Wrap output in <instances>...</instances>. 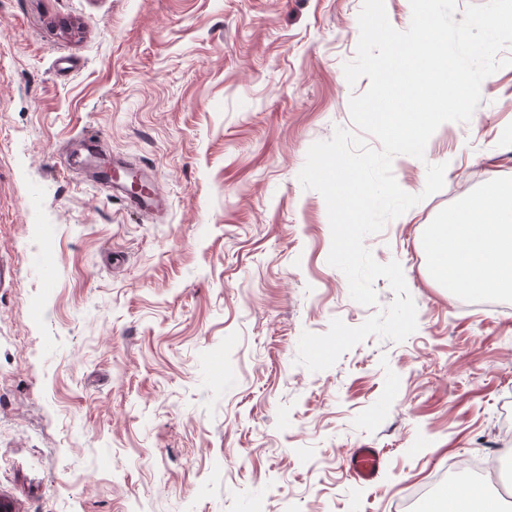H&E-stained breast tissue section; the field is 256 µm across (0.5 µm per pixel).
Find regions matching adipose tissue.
<instances>
[{
    "label": "adipose tissue",
    "instance_id": "1",
    "mask_svg": "<svg viewBox=\"0 0 512 512\" xmlns=\"http://www.w3.org/2000/svg\"><path fill=\"white\" fill-rule=\"evenodd\" d=\"M431 267L461 293L512 294V181H492L463 207L432 225ZM424 512H501L500 503L480 486L466 493L445 490L429 499Z\"/></svg>",
    "mask_w": 512,
    "mask_h": 512
}]
</instances>
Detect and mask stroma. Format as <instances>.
<instances>
[{
  "mask_svg": "<svg viewBox=\"0 0 512 512\" xmlns=\"http://www.w3.org/2000/svg\"><path fill=\"white\" fill-rule=\"evenodd\" d=\"M363 0H0V502L11 512H404L461 458L512 447V297L436 280L432 224L512 180V66L469 122L392 172L442 190L366 246L399 261L417 329L331 368L302 332L373 313L328 264L309 147L352 128ZM76 61L59 69L58 58ZM99 133L167 196L90 188L61 149ZM382 456L355 480L353 449Z\"/></svg>",
  "mask_w": 512,
  "mask_h": 512,
  "instance_id": "1",
  "label": "stroma"
}]
</instances>
